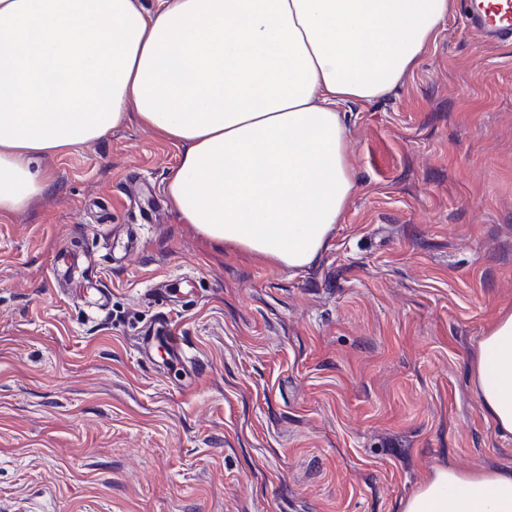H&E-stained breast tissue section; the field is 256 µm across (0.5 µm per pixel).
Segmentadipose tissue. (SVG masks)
Masks as SVG:
<instances>
[{"label": "adipose tissue", "instance_id": "ef3b65f1", "mask_svg": "<svg viewBox=\"0 0 512 512\" xmlns=\"http://www.w3.org/2000/svg\"><path fill=\"white\" fill-rule=\"evenodd\" d=\"M451 0H0V215L51 183L34 163L128 116L179 149L184 224L273 264L319 260L355 187L343 108L389 94ZM512 436V309L471 368ZM403 512H512V466L436 469Z\"/></svg>", "mask_w": 512, "mask_h": 512}]
</instances>
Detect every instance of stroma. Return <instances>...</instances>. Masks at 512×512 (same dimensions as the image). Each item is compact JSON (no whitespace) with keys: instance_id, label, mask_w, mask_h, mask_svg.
<instances>
[{"instance_id":"35a3bbf8","label":"stroma","mask_w":512,"mask_h":512,"mask_svg":"<svg viewBox=\"0 0 512 512\" xmlns=\"http://www.w3.org/2000/svg\"><path fill=\"white\" fill-rule=\"evenodd\" d=\"M344 116L356 189L300 271L181 223L179 150L136 117L37 160L50 187L0 215V512H401L437 468L512 465L469 375L512 307V44L451 9ZM62 247L85 261L65 288ZM162 311L192 368L139 356Z\"/></svg>"}]
</instances>
